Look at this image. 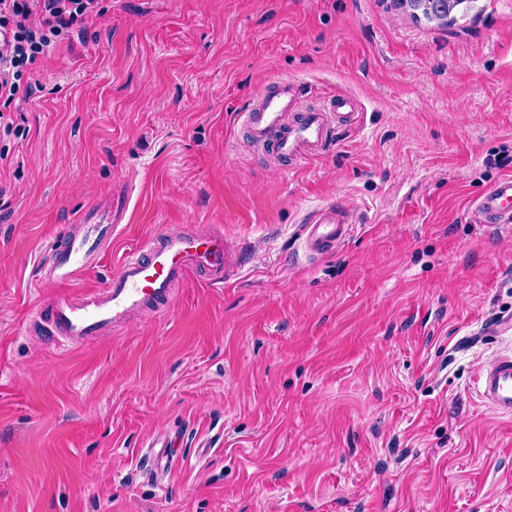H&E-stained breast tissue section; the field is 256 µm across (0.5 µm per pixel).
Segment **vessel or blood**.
<instances>
[{
	"label": "vessel or blood",
	"instance_id": "b4317fda",
	"mask_svg": "<svg viewBox=\"0 0 512 512\" xmlns=\"http://www.w3.org/2000/svg\"><path fill=\"white\" fill-rule=\"evenodd\" d=\"M299 82L271 80L243 118L244 138L258 152H270L297 166L329 148L337 126L354 117L356 103L345 96L333 111L303 104ZM481 222L512 224V175L497 180L472 202ZM347 210L328 203L302 224L299 240L308 260L341 249L352 235ZM111 214L88 208L52 240L41 267V281L55 285L48 322L50 335L64 347L84 344L126 326L150 307L169 303L172 289L187 275L211 284H230L239 274L242 248L223 230L176 232L161 228L127 254L100 288L77 289L74 281L94 269L112 246ZM482 397L499 413L512 416V353L501 355L477 378Z\"/></svg>",
	"mask_w": 512,
	"mask_h": 512
}]
</instances>
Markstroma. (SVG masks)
<instances>
[{"label": "stroma", "instance_id": "1", "mask_svg": "<svg viewBox=\"0 0 512 512\" xmlns=\"http://www.w3.org/2000/svg\"><path fill=\"white\" fill-rule=\"evenodd\" d=\"M0 137V512H512V417L476 377L511 336L512 229L471 198L512 175V0L418 22L393 0H98L30 68ZM275 78L352 97L325 154L247 147ZM118 237L98 288L156 229L241 240L229 288L61 350L41 253L90 205ZM357 223L316 262L298 227ZM180 464L149 475L153 439Z\"/></svg>", "mask_w": 512, "mask_h": 512}]
</instances>
